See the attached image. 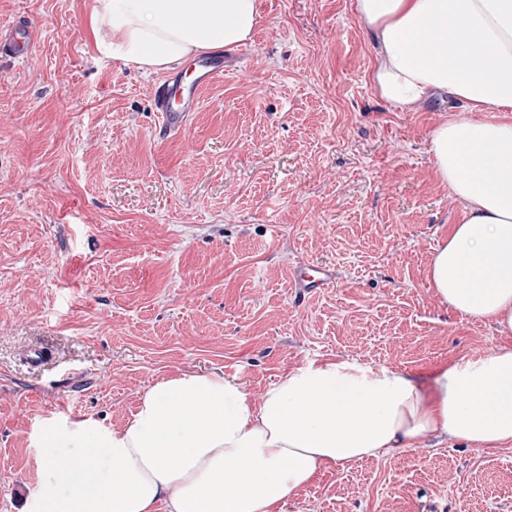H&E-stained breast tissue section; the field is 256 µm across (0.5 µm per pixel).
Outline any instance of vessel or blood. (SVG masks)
I'll return each instance as SVG.
<instances>
[{"mask_svg":"<svg viewBox=\"0 0 512 512\" xmlns=\"http://www.w3.org/2000/svg\"><path fill=\"white\" fill-rule=\"evenodd\" d=\"M36 38V29L13 28L0 38V44L8 47L15 56L22 57L32 49ZM223 75L224 61L217 58L204 62L202 74L188 88L174 91L169 81H162L155 96V108L160 115L159 137L184 134L188 129L189 114L196 111L204 90ZM333 280L334 274L329 267H317L304 262L294 272L293 285L308 292H316L329 287Z\"/></svg>","mask_w":512,"mask_h":512,"instance_id":"1","label":"vessel or blood"}]
</instances>
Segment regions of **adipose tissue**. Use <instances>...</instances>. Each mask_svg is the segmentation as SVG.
<instances>
[{
    "instance_id": "1",
    "label": "adipose tissue",
    "mask_w": 512,
    "mask_h": 512,
    "mask_svg": "<svg viewBox=\"0 0 512 512\" xmlns=\"http://www.w3.org/2000/svg\"><path fill=\"white\" fill-rule=\"evenodd\" d=\"M386 102L434 96L457 114L432 132L437 174L463 215L436 249L435 293L505 344L443 368L431 386L392 367L309 360L261 400L221 375L182 372L113 428L59 416L33 439L46 483L23 512H278L318 470L412 448L438 433L512 442V0H356ZM257 0H95L97 52L146 71L250 41Z\"/></svg>"
}]
</instances>
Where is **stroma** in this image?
<instances>
[{"label": "stroma", "mask_w": 512, "mask_h": 512, "mask_svg": "<svg viewBox=\"0 0 512 512\" xmlns=\"http://www.w3.org/2000/svg\"><path fill=\"white\" fill-rule=\"evenodd\" d=\"M258 2L252 41L163 139L159 75L98 56L94 0H0V26L38 30L25 58L0 49V512L45 483L34 430L120 427L164 377L257 400L312 358L427 380L500 344L429 280L460 221L430 152L448 102L378 96L355 0ZM301 262L335 283L295 290ZM281 512H512V443L328 467Z\"/></svg>", "instance_id": "stroma-1"}]
</instances>
